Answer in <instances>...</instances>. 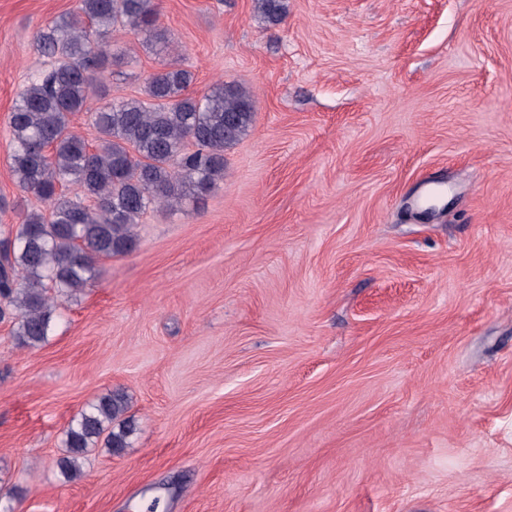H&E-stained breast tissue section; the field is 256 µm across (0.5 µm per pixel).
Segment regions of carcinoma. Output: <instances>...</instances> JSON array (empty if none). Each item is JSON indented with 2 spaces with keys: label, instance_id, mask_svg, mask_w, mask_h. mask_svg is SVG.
Instances as JSON below:
<instances>
[{
  "label": "carcinoma",
  "instance_id": "cac0c4a2",
  "mask_svg": "<svg viewBox=\"0 0 512 512\" xmlns=\"http://www.w3.org/2000/svg\"><path fill=\"white\" fill-rule=\"evenodd\" d=\"M264 22L280 23L285 0H253ZM166 39L155 0H78L37 36L49 69L29 78L9 118L12 172L18 186L48 205L24 212L16 232L0 240V314L11 311L18 345L44 343L58 318V300L98 274L97 261L129 251L134 228L152 206L176 208L199 200L224 181V150L253 122L249 92L220 82L201 96L189 92L190 71L163 69L145 83L144 98L114 97L93 113L99 134L91 148L70 129L97 94L116 31ZM81 186L70 198L63 188ZM126 401L109 393L83 410L66 431L64 477L82 475L88 448L105 437L113 452L134 431ZM119 422V429L112 424Z\"/></svg>",
  "mask_w": 512,
  "mask_h": 512
}]
</instances>
